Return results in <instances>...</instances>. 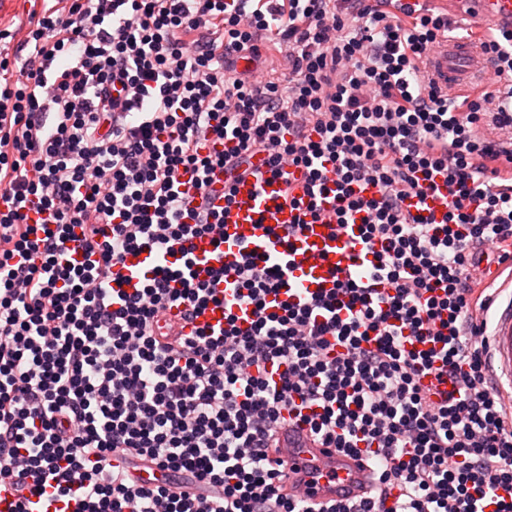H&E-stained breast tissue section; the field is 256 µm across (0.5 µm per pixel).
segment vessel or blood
Listing matches in <instances>:
<instances>
[{"label": "vessel or blood", "mask_w": 512, "mask_h": 512, "mask_svg": "<svg viewBox=\"0 0 512 512\" xmlns=\"http://www.w3.org/2000/svg\"><path fill=\"white\" fill-rule=\"evenodd\" d=\"M447 12L456 19H479L484 27L512 31V0H448ZM490 68L482 55L477 36L446 39L427 56L423 71L437 89L448 92L465 88L481 90ZM302 183L298 169H291L288 178L269 173L262 177L239 178L233 185L232 206H225L221 184H214L210 205L227 209L224 241L215 244L211 237L194 238V254L204 262L196 271L207 278L211 268L233 264L241 247L256 250L271 262L286 265L287 298L299 303L313 295L330 292L336 279L366 283L375 262V248L363 243L358 225L339 229L331 215L336 208L333 198L321 202L323 217L303 225L293 239L292 251H285L280 238L297 213L284 200L286 182ZM446 189L428 191L424 200L408 199V210L423 207L434 223H442L448 211ZM178 257L163 250L124 254L115 270L123 278V288L133 291L140 287L145 275L156 266L177 264ZM492 368L512 388V299L499 303L493 329L489 336ZM423 385L434 402L447 400L454 384L448 375L423 376ZM309 409L295 403L275 435L274 458L288 464V492H297L310 503L329 505L338 501L356 502L368 491L372 468L362 453H348L325 448L308 431L303 418Z\"/></svg>", "instance_id": "1"}]
</instances>
